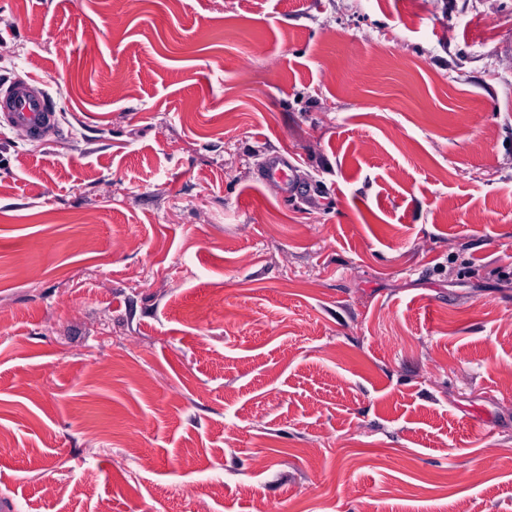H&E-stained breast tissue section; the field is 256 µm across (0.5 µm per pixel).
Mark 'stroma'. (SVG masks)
I'll return each instance as SVG.
<instances>
[{"label":"stroma","instance_id":"1","mask_svg":"<svg viewBox=\"0 0 512 512\" xmlns=\"http://www.w3.org/2000/svg\"><path fill=\"white\" fill-rule=\"evenodd\" d=\"M26 72L14 512H512V0H0ZM0 125L42 142L55 136L58 113L40 77L26 73L0 85Z\"/></svg>","mask_w":512,"mask_h":512}]
</instances>
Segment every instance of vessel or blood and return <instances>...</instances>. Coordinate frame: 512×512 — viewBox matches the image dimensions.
<instances>
[{"mask_svg":"<svg viewBox=\"0 0 512 512\" xmlns=\"http://www.w3.org/2000/svg\"><path fill=\"white\" fill-rule=\"evenodd\" d=\"M0 125L42 142L55 136L58 113L40 77L28 73L0 84Z\"/></svg>","mask_w":512,"mask_h":512,"instance_id":"obj_1","label":"vessel or blood"}]
</instances>
